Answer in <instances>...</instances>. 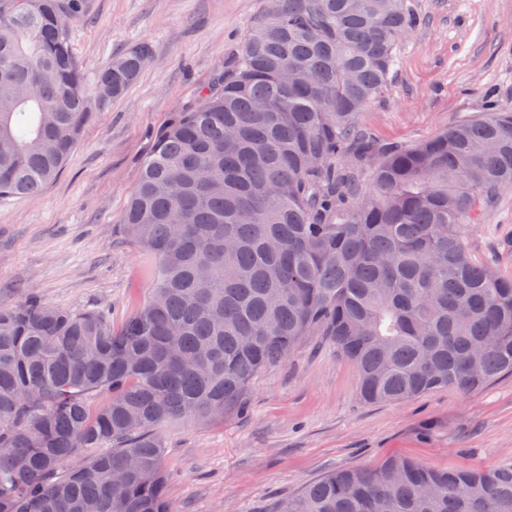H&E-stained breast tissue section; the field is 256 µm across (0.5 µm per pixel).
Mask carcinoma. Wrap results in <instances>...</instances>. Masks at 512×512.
<instances>
[{"label":"carcinoma","instance_id":"obj_1","mask_svg":"<svg viewBox=\"0 0 512 512\" xmlns=\"http://www.w3.org/2000/svg\"><path fill=\"white\" fill-rule=\"evenodd\" d=\"M85 0H0V197L51 185L150 57L90 98L69 27ZM413 0H278L199 103L156 133L125 235L151 256L119 328L35 296L0 308V512H171L163 429L243 412L258 373L325 336L368 403L512 373V279L471 257L512 186V110L416 145L358 117L385 93ZM273 512H512V464L339 469Z\"/></svg>","mask_w":512,"mask_h":512}]
</instances>
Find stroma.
<instances>
[{
  "instance_id": "stroma-1",
  "label": "stroma",
  "mask_w": 512,
  "mask_h": 512,
  "mask_svg": "<svg viewBox=\"0 0 512 512\" xmlns=\"http://www.w3.org/2000/svg\"><path fill=\"white\" fill-rule=\"evenodd\" d=\"M268 0H86L70 30L86 80L146 44L138 81L85 126L54 184L0 198V307L36 295L97 308L121 326L148 295L143 251L122 217L153 136L196 104ZM421 24L399 46L384 98L359 122L414 145L489 104L512 109V0H414ZM473 258L512 278V188L464 229ZM173 512H272L340 468L408 458L437 470L512 463V375L469 394L440 388L402 403L364 402L355 365L320 336L254 377L249 411L162 433Z\"/></svg>"
}]
</instances>
